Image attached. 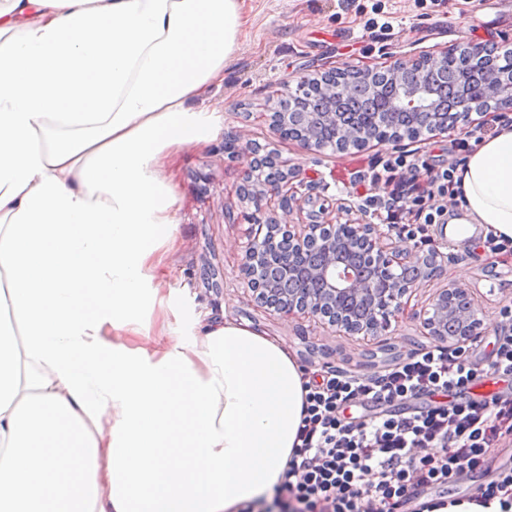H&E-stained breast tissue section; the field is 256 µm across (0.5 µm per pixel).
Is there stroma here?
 I'll list each match as a JSON object with an SVG mask.
<instances>
[{"label": "stroma", "instance_id": "35a3bbf8", "mask_svg": "<svg viewBox=\"0 0 512 512\" xmlns=\"http://www.w3.org/2000/svg\"><path fill=\"white\" fill-rule=\"evenodd\" d=\"M376 3L393 15L391 34L364 26ZM243 10L247 24L224 67V80L202 98L203 106L223 112L224 129L207 144L182 148L165 169L181 197L176 245L157 273L168 320L190 324L226 317L288 348L304 370L329 366L367 378L408 353L434 347L410 313L454 280L482 307L483 329L471 344L479 356H487L501 311L512 306V255L492 263L481 246L486 235L480 229L464 243L449 244L443 272L412 294L409 315L377 339L337 336L306 317L283 318L261 307L242 271L243 247L260 231L248 223L246 215L254 206L240 192L251 156L244 150L229 153L224 144L237 137L251 142L316 183L311 202L288 215L277 196H267L261 206L265 217L306 224L314 211L345 199L366 207L372 223H384L385 212L367 202L375 188L352 189V172L408 152L434 170H457L476 143L459 129L421 142L406 139L397 146L325 148L309 154L271 128L280 91L298 88L324 64L372 69L383 66L389 53L412 58L464 41L512 44V0H484L478 6L472 0H244Z\"/></svg>", "mask_w": 512, "mask_h": 512}]
</instances>
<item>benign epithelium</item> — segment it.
Listing matches in <instances>:
<instances>
[{
    "mask_svg": "<svg viewBox=\"0 0 512 512\" xmlns=\"http://www.w3.org/2000/svg\"><path fill=\"white\" fill-rule=\"evenodd\" d=\"M497 52L492 46L467 43L441 51L438 58L427 53L415 59L388 56L387 74L395 83L396 95L383 123L391 125L395 112H408L418 115L427 133H448V123L433 114L431 76L450 55L461 53L472 63L492 59ZM373 74L372 69L356 71L349 65L316 72L315 78H323L322 118L336 123V107L356 95L359 80L368 81ZM481 94L497 109L512 105V84H504L503 73L495 68L485 71ZM336 137L348 146L354 142L363 147L373 142L378 146L394 143L392 138L375 142L364 132L348 127L337 129ZM247 150L255 155L243 187L255 207L249 216L252 223H261L258 214L266 193L280 196L282 211L287 214L316 189V184L301 177L299 169L282 170L270 159L258 156L252 145H247ZM354 211L353 203L341 200L333 220L317 215L309 224L266 221L265 235L250 239L242 257L247 287L254 299L281 317L303 315L339 336L364 340L376 339L391 322L399 321L407 308L406 298L442 270L448 254L437 246L405 248L393 240L392 229L384 232L371 223L365 211H360L358 218L353 217ZM276 253L285 257L279 283L265 275L266 262ZM479 314L468 289L451 281L432 296L424 310L411 313V317L433 340L461 346L480 334L483 321Z\"/></svg>",
    "mask_w": 512,
    "mask_h": 512,
    "instance_id": "obj_1",
    "label": "benign epithelium"
}]
</instances>
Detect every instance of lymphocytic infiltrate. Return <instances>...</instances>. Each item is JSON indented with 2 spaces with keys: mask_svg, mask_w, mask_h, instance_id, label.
<instances>
[{
  "mask_svg": "<svg viewBox=\"0 0 512 512\" xmlns=\"http://www.w3.org/2000/svg\"><path fill=\"white\" fill-rule=\"evenodd\" d=\"M451 172L431 173L422 158L398 155L381 167L354 173V183L383 186L375 203L391 226L406 218L435 220ZM489 360L468 348L434 347L407 354L383 371L361 378L325 370L308 385L299 442L277 494L292 512H404L414 492L442 485L460 473L482 471L486 458L512 434V399L475 397L484 377L512 381V308L502 310ZM445 405L412 409L424 397ZM372 403L383 414L345 417L347 408Z\"/></svg>",
  "mask_w": 512,
  "mask_h": 512,
  "instance_id": "1",
  "label": "lymphocytic infiltrate"
}]
</instances>
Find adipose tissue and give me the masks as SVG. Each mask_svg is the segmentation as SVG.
<instances>
[{
	"mask_svg": "<svg viewBox=\"0 0 512 512\" xmlns=\"http://www.w3.org/2000/svg\"><path fill=\"white\" fill-rule=\"evenodd\" d=\"M242 0H0V512H240L279 485L307 377L231 320L165 327L163 174L224 115ZM466 225L512 240V125L469 156Z\"/></svg>",
	"mask_w": 512,
	"mask_h": 512,
	"instance_id": "ef3b65f1",
	"label": "adipose tissue"
}]
</instances>
